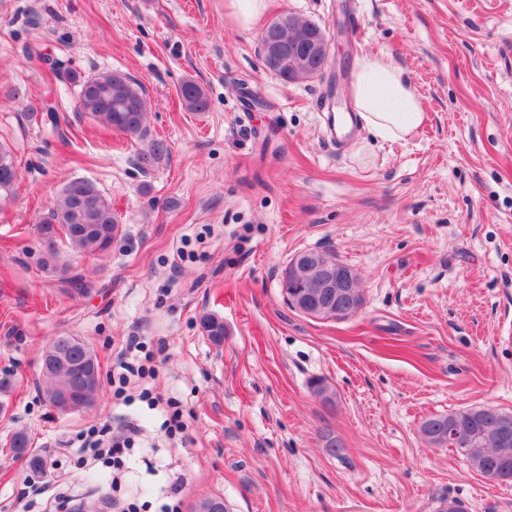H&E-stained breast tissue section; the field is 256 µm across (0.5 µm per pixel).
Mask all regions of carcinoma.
Here are the masks:
<instances>
[{"label": "carcinoma", "mask_w": 512, "mask_h": 512, "mask_svg": "<svg viewBox=\"0 0 512 512\" xmlns=\"http://www.w3.org/2000/svg\"><path fill=\"white\" fill-rule=\"evenodd\" d=\"M293 17L303 31L323 34L325 28L318 22L301 15L284 11L266 27V41L289 42L288 17ZM281 82L296 83L308 80L285 59L269 68ZM68 79L79 87L76 111L97 120L101 125L123 134L141 144L136 162L144 173L159 168L170 158L169 144L150 134L145 125L149 102L142 86L121 71H111L90 76L71 72ZM181 100L189 112H206L210 108L205 90L193 81L181 86ZM17 180V167L11 153L0 147V192L10 193ZM121 231L111 202L89 181L75 179L60 191L53 205L40 221L39 233L49 245L42 259L43 268L55 274L66 291L84 294L90 285L74 272L69 261L62 259L60 246L70 245L84 254H100L111 249ZM320 271L315 270L294 280L283 271L281 287L288 296L307 293L320 294L317 288ZM203 335L216 345L224 341V320L213 314L200 319ZM53 350L63 359L49 356L41 365V390L45 400L61 413H71L89 408L96 402L101 389L99 362L92 346L79 336L62 333L50 341ZM454 416L458 424L471 436L475 454L484 458L485 469L496 472L504 482H512V458L497 455L498 427L489 412L462 408L445 414L434 415L424 421L421 432L427 441L437 447H449L448 417ZM10 451L17 458L27 457L29 469L39 473L44 462L28 454V437L25 432L13 434Z\"/></svg>", "instance_id": "1"}]
</instances>
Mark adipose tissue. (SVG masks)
<instances>
[{
	"instance_id": "obj_1",
	"label": "adipose tissue",
	"mask_w": 512,
	"mask_h": 512,
	"mask_svg": "<svg viewBox=\"0 0 512 512\" xmlns=\"http://www.w3.org/2000/svg\"><path fill=\"white\" fill-rule=\"evenodd\" d=\"M353 68L348 100L371 141H406L425 120L421 97L409 77L372 53L357 56Z\"/></svg>"
}]
</instances>
